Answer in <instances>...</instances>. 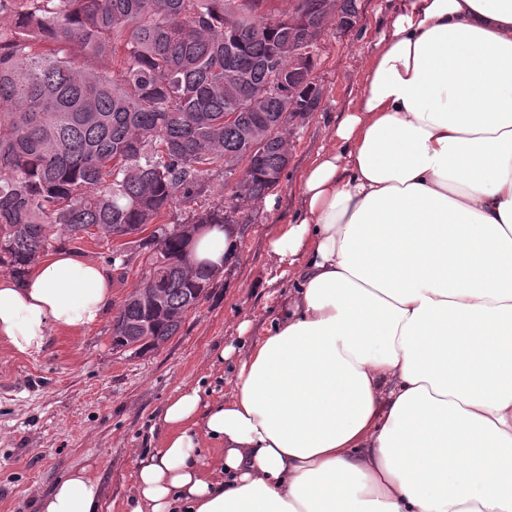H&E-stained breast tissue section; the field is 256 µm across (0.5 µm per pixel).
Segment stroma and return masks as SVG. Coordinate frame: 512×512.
I'll return each mask as SVG.
<instances>
[{"instance_id":"stroma-1","label":"stroma","mask_w":512,"mask_h":512,"mask_svg":"<svg viewBox=\"0 0 512 512\" xmlns=\"http://www.w3.org/2000/svg\"><path fill=\"white\" fill-rule=\"evenodd\" d=\"M399 7V0H359L350 31H324L313 69L320 105L291 126L288 167L279 186L250 207L238 261L188 312L176 336L142 355L118 352L107 318L79 335L54 337L36 356L0 342V512H38L41 495L80 469L101 480L103 512H127L136 459L159 447L158 414L166 401L196 385L207 398L232 394L233 360L219 367L213 359L229 347L245 350L264 334L293 289L270 254L273 227L297 218L300 174L332 147L342 112L362 91L360 74L375 34ZM60 244L111 268L114 304L140 280L135 245L119 247L94 235L64 237ZM117 252L118 263L112 260ZM245 321L250 328L243 336L238 327Z\"/></svg>"}]
</instances>
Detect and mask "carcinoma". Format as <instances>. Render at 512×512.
Returning a JSON list of instances; mask_svg holds the SVG:
<instances>
[{"label": "carcinoma", "mask_w": 512, "mask_h": 512, "mask_svg": "<svg viewBox=\"0 0 512 512\" xmlns=\"http://www.w3.org/2000/svg\"><path fill=\"white\" fill-rule=\"evenodd\" d=\"M272 2L0 0L12 16L0 26V266L20 279L60 235L144 231L241 163L231 202L275 190L290 122L321 101L320 36L359 5L294 0L271 19ZM276 74L281 95L266 91ZM224 212L221 200L138 239L145 272L113 318L112 349L158 348L208 296L224 269L192 263L185 227L224 225Z\"/></svg>", "instance_id": "carcinoma-1"}]
</instances>
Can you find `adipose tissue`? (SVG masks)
<instances>
[{"label":"adipose tissue","instance_id":"obj_1","mask_svg":"<svg viewBox=\"0 0 512 512\" xmlns=\"http://www.w3.org/2000/svg\"><path fill=\"white\" fill-rule=\"evenodd\" d=\"M361 82L272 233L294 290L230 398L167 400L131 512H512V0H402ZM111 308L110 270L59 249L0 277V341L38 354ZM103 500L80 470L39 508Z\"/></svg>","mask_w":512,"mask_h":512}]
</instances>
